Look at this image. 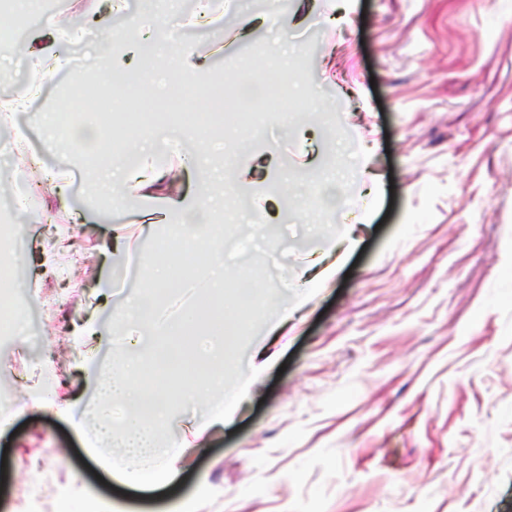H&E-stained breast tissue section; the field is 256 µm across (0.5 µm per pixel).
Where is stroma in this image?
I'll return each instance as SVG.
<instances>
[{"mask_svg":"<svg viewBox=\"0 0 512 512\" xmlns=\"http://www.w3.org/2000/svg\"><path fill=\"white\" fill-rule=\"evenodd\" d=\"M77 40L31 109L0 115V148L33 161L40 223L0 187L19 224L21 335L0 336V512H512V0H203L100 5L113 32L151 13L178 46L206 57L202 79L266 49L306 77L313 108L270 119L186 173V200L224 174L238 228L220 247L230 271L260 265L273 292L239 351L263 374L224 426L199 431L206 401H181L166 439L177 481L141 492L104 475L69 404L93 396V367L122 340L76 338L77 316L107 330L136 298L147 247L181 220L131 200L83 195L84 167L34 126L80 70L111 57L138 81L146 52L106 53L85 8L66 0ZM264 164L261 180L241 174ZM65 186L66 202L44 176ZM129 253L113 257L112 227ZM79 241L78 258L55 239ZM335 263L303 285L311 257ZM295 313L285 328L276 322Z\"/></svg>","mask_w":512,"mask_h":512,"instance_id":"stroma-1","label":"stroma"}]
</instances>
